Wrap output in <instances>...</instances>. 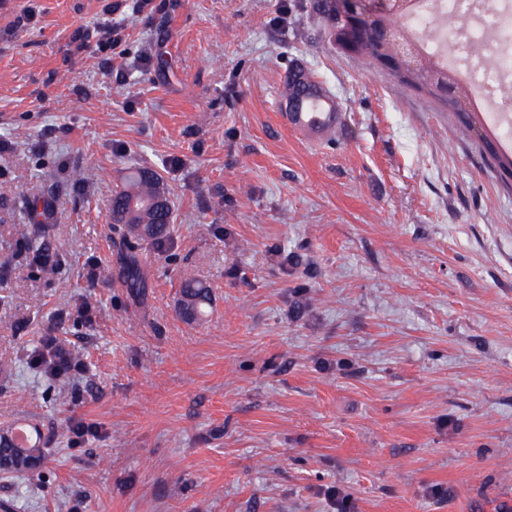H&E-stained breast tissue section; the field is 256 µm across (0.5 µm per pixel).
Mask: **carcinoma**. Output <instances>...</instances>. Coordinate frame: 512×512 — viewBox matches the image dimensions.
Returning <instances> with one entry per match:
<instances>
[{
    "label": "carcinoma",
    "mask_w": 512,
    "mask_h": 512,
    "mask_svg": "<svg viewBox=\"0 0 512 512\" xmlns=\"http://www.w3.org/2000/svg\"><path fill=\"white\" fill-rule=\"evenodd\" d=\"M308 16L312 19L320 39L330 48L354 56L376 69L404 83L427 97L433 104L454 111L468 138H477L476 148L484 156L504 185L512 184V152L505 153L497 143L479 132L478 112L469 110L465 101L468 87L448 70V66L432 61L413 37L409 26L401 21L371 18L364 23L350 24L342 17L337 0H309ZM283 98H301V111H310L315 101L330 100L321 91L310 73L298 67L289 72L284 82ZM42 213L34 205L25 212L26 223L16 226L21 247L28 253L46 249L40 237L30 234L27 225L40 223ZM172 210L163 181L147 168H135L125 177L122 188L112 196V221L126 224L130 233L141 240H160L167 234ZM128 288H144L146 275L130 250L124 257L121 271ZM210 288L195 274L181 276L179 312L187 321H200L211 305ZM42 435L38 428L28 431L27 444L19 443L13 429L0 435V472L22 479L34 473L41 465Z\"/></svg>",
    "instance_id": "1"
}]
</instances>
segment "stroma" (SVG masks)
Here are the masks:
<instances>
[{
  "label": "stroma",
  "instance_id": "stroma-1",
  "mask_svg": "<svg viewBox=\"0 0 512 512\" xmlns=\"http://www.w3.org/2000/svg\"><path fill=\"white\" fill-rule=\"evenodd\" d=\"M106 3L0 0V428L35 419L46 450L42 472L0 475V502L512 512V189L452 113L319 42L306 0ZM298 65L334 133L292 124ZM140 166L172 207L158 241L112 221ZM55 188L45 273L10 208ZM129 241L139 294L119 275ZM185 267L207 321L179 314ZM83 301L92 323L58 321ZM45 336L84 364L59 400L29 367ZM75 419L95 427L77 447ZM282 96L285 100L288 101V97H300L301 98V109L299 112H311L310 106L313 104L314 101L319 100H327L332 104V111L336 112V106L332 99L325 93L323 90V93L318 86V83L313 80L310 73L307 72L304 68L298 67L294 70L289 72L288 78L284 82ZM295 102L288 101L287 103V109L288 112H295Z\"/></svg>",
  "mask_w": 512,
  "mask_h": 512
}]
</instances>
